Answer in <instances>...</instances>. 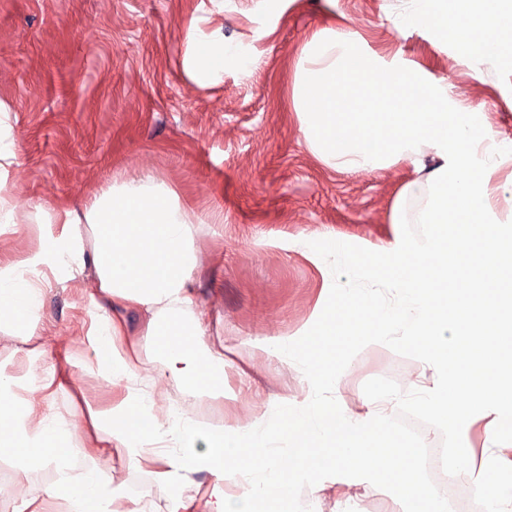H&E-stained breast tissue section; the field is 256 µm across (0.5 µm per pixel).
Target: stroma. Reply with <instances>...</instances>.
<instances>
[{
	"instance_id": "35a3bbf8",
	"label": "stroma",
	"mask_w": 512,
	"mask_h": 512,
	"mask_svg": "<svg viewBox=\"0 0 512 512\" xmlns=\"http://www.w3.org/2000/svg\"><path fill=\"white\" fill-rule=\"evenodd\" d=\"M406 0H0V101L10 105L14 157L9 184L25 208L79 206L108 181L153 175L170 183L199 225L192 290L211 344L224 353V396L202 398L205 422L232 425L263 413L268 399H302L301 373L256 349L254 340L343 318L357 298V269L375 250L421 237L427 191L407 161L344 172L307 146L292 103L296 64L330 28L353 32L363 51L417 65L444 80L512 156V69L460 58L422 29L404 27ZM257 59L233 61L202 79L190 67L188 30ZM405 221H391L395 203ZM345 245L349 258L326 251ZM91 272L53 282L39 306L61 370L94 360L86 335ZM340 407L361 413L379 390L398 392L422 372L418 355L392 342L339 341ZM108 465L130 496H155L151 474ZM321 512H418L388 490L294 483L258 500L254 512H291L298 493Z\"/></svg>"
}]
</instances>
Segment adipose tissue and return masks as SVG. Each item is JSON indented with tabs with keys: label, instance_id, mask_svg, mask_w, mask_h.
<instances>
[{
	"label": "adipose tissue",
	"instance_id": "adipose-tissue-1",
	"mask_svg": "<svg viewBox=\"0 0 512 512\" xmlns=\"http://www.w3.org/2000/svg\"><path fill=\"white\" fill-rule=\"evenodd\" d=\"M407 2L403 24L454 43L463 58L512 54V0ZM194 45L193 68L202 77L229 59L245 74L255 64L221 40L198 38ZM293 99L305 141L331 167L369 170L404 158L418 165L423 148L433 151L437 165L427 176L431 194L421 217L428 233L383 248L358 270L368 280L377 268H390L395 299L369 294L342 323L256 341V348L300 370L303 398L282 399L260 417L206 430L193 399L223 396L224 358L210 348L204 312L190 291L195 213L168 182L145 176L108 183L78 208L37 214V251L0 263V331L23 345L41 340L36 310L50 278L93 269L87 340L97 355L83 370L116 397L106 408L86 403L66 420L51 405L66 381L55 363H44L39 386L24 395L0 376V460L15 470L12 486L0 488V512H45L50 501L64 512H253L255 499L296 482L329 477L350 487L364 476L416 494L421 512H447L446 503L424 490L416 452L399 464L376 447L384 401L369 402L358 418L337 409L339 372L315 353L340 336L398 341L418 354L432 383L416 387L413 400L434 431L447 432L448 469L468 477L485 512H512V460L493 445L478 454L464 444L477 421H485L493 442L497 420L512 416V289L495 286L503 274L512 275V228L497 223L489 188L497 143L478 130L468 106L450 99L442 81L364 52L345 30L306 44ZM9 112L0 102L4 227L17 226L20 211L8 188ZM85 225L94 237L89 248ZM129 307L144 318L137 339L125 334L120 311ZM144 346L158 358L147 377L137 365ZM288 430L296 444H283ZM112 446L130 468L153 475L163 490L158 500L128 497L97 467L41 486L32 479L75 449L99 458ZM202 473L215 483L206 499L197 480Z\"/></svg>",
	"mask_w": 512,
	"mask_h": 512
}]
</instances>
